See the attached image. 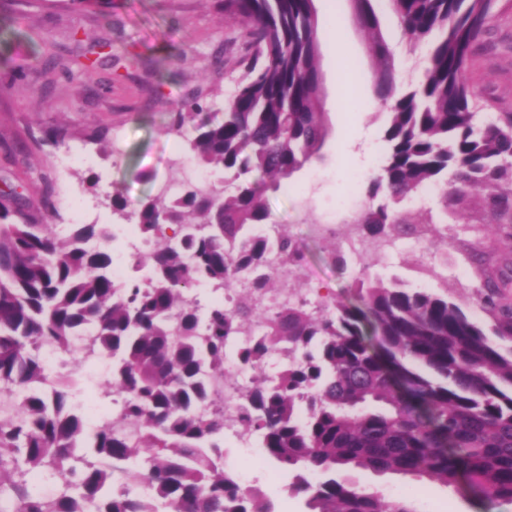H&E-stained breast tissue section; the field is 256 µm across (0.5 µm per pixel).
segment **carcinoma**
Returning a JSON list of instances; mask_svg holds the SVG:
<instances>
[{
  "instance_id": "1",
  "label": "carcinoma",
  "mask_w": 512,
  "mask_h": 512,
  "mask_svg": "<svg viewBox=\"0 0 512 512\" xmlns=\"http://www.w3.org/2000/svg\"><path fill=\"white\" fill-rule=\"evenodd\" d=\"M377 59V96L387 111L386 151L356 224L371 235H425L398 206L432 187L451 206L470 190L498 241L512 244V112L484 120L466 77L472 48L496 0H388L404 31L428 50L423 78L406 88L373 0H352ZM247 26L227 38L239 75L222 118L202 92L182 99L166 129L188 144L217 185L160 190L127 211L156 249L131 262L141 280L112 277L108 224L55 229L56 202L44 187L24 210L0 201V512H274L254 488L224 472V412L201 407L226 375L224 348L236 336L241 365L254 370L237 413L243 434L294 473L288 492L307 512H418L346 476L427 478L490 504L512 507V346L504 350L456 303L426 289L354 280L346 302L314 309L304 300L275 310L260 300L305 260L302 247L268 223L265 195L301 170L328 134L319 107L322 43L314 0H224ZM54 58L71 81L112 62L110 40L70 35ZM493 335L512 342V258L492 246L474 258ZM195 283L229 289L205 315L184 296ZM112 358L108 387L121 394L123 431L105 412L89 427L69 372L48 375L42 349L75 337ZM288 363L274 375L265 362ZM93 432V455L77 452ZM68 477L56 496L32 494L30 477ZM150 484L153 498L131 493Z\"/></svg>"
}]
</instances>
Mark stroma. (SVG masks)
<instances>
[{
  "mask_svg": "<svg viewBox=\"0 0 512 512\" xmlns=\"http://www.w3.org/2000/svg\"><path fill=\"white\" fill-rule=\"evenodd\" d=\"M13 7L26 19L9 43L0 42V54L8 53L27 70L19 76L0 73V193L16 191L20 207L36 204L41 188L30 183L28 172L41 167L54 182L60 220L70 222L71 202L81 201L95 207L89 223L115 224L106 190L121 189L134 207L165 180V163L179 153L181 143L165 126L182 98L200 90L214 94L220 105L232 92L234 64L224 44L244 22L227 20L217 0H98L88 8L70 0H41L36 6L14 0ZM315 7L324 43L320 100L329 133L317 156L281 189L268 192L266 204L271 223L297 240L306 254L293 286L303 290L321 285L341 301L349 298L356 271L336 262L348 233L338 222V210L350 197L364 198L367 181L359 173L370 146L382 140L387 114L375 96L369 39L354 20L350 0H315ZM374 7L402 83L417 80L422 56L412 51L388 0H376ZM337 28L342 37L334 48L330 41ZM76 29L106 35L112 42V65L99 70L93 95L54 68L48 50L67 42ZM467 75L487 112L512 111V0H498L494 18L474 45ZM340 82L346 87L341 104L336 101ZM55 126L68 131L64 148L32 143V136ZM97 126L107 127V137L89 142L88 134ZM478 202L474 191L445 211L436 196L427 195L421 209L408 213L411 220L437 227L425 252L404 249L387 259L376 258L368 276L429 289L491 327L472 276L474 255L489 245L487 237L471 229L484 219ZM319 224L335 225L331 239L318 237ZM59 368L77 376L85 403H102L106 376L73 352L61 354ZM277 469V464L265 462L254 473L255 484L274 512H306L303 497L276 486ZM350 478L361 490L380 489L388 500L409 501L417 512L434 505L451 512H483L454 488L425 479L366 471L352 472Z\"/></svg>",
  "mask_w": 512,
  "mask_h": 512,
  "instance_id": "1",
  "label": "stroma"
}]
</instances>
